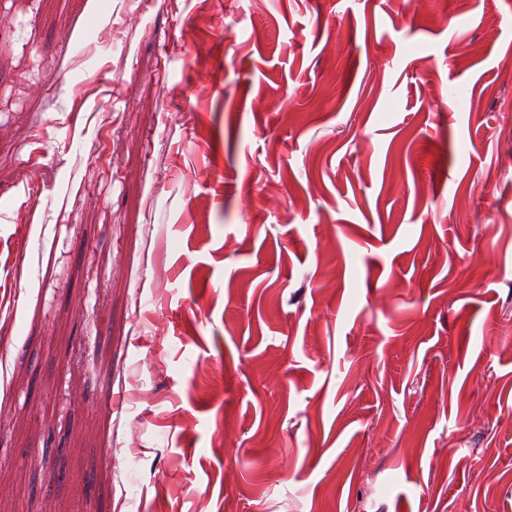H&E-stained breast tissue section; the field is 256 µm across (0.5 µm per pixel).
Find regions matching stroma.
I'll return each instance as SVG.
<instances>
[{"label": "stroma", "mask_w": 512, "mask_h": 512, "mask_svg": "<svg viewBox=\"0 0 512 512\" xmlns=\"http://www.w3.org/2000/svg\"><path fill=\"white\" fill-rule=\"evenodd\" d=\"M447 2L0 0V512H512V0Z\"/></svg>", "instance_id": "stroma-1"}]
</instances>
